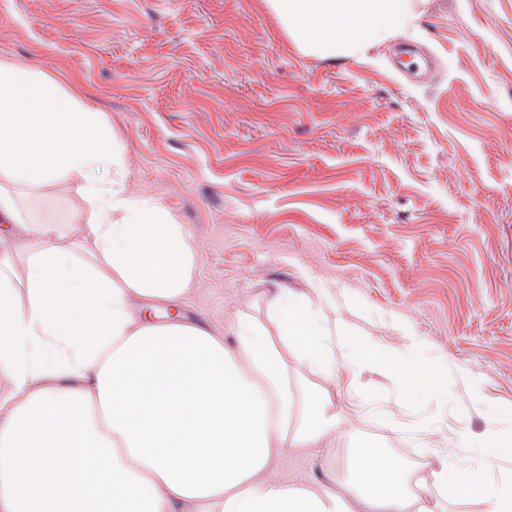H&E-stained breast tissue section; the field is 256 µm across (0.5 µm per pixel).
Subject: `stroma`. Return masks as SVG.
Instances as JSON below:
<instances>
[{"label":"stroma","mask_w":512,"mask_h":512,"mask_svg":"<svg viewBox=\"0 0 512 512\" xmlns=\"http://www.w3.org/2000/svg\"><path fill=\"white\" fill-rule=\"evenodd\" d=\"M0 58L35 61L104 112L125 180L184 224L197 282L183 308L218 328L281 294L346 336L418 342L447 390L404 393L381 366L327 390L356 442L512 487V461L460 439L512 415V0H425L411 34L366 57L300 51L265 0H0ZM62 178L37 211L69 229ZM482 398L471 405L467 384ZM348 449H288L275 475L333 485Z\"/></svg>","instance_id":"35a3bbf8"}]
</instances>
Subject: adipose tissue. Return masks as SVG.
<instances>
[{
    "label": "adipose tissue",
    "mask_w": 512,
    "mask_h": 512,
    "mask_svg": "<svg viewBox=\"0 0 512 512\" xmlns=\"http://www.w3.org/2000/svg\"><path fill=\"white\" fill-rule=\"evenodd\" d=\"M303 52L365 57L417 23L413 0H267ZM125 159L102 112L45 72L0 59V512H512V494L444 466L435 488L381 448H355L338 487L281 481L286 449L350 437L353 424L307 386L345 368L359 384L389 365L401 388L444 389L395 349L351 340L319 305L280 297L265 320L237 317L234 346L181 310L198 270L184 225L127 190ZM80 181V239L24 215Z\"/></svg>",
    "instance_id": "ef3b65f1"
}]
</instances>
